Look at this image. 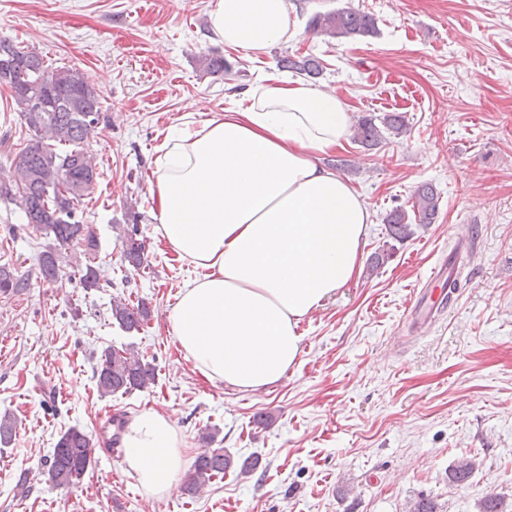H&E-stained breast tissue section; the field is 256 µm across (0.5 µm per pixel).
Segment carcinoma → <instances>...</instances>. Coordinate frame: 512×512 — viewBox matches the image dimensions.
Listing matches in <instances>:
<instances>
[{"label":"carcinoma","mask_w":512,"mask_h":512,"mask_svg":"<svg viewBox=\"0 0 512 512\" xmlns=\"http://www.w3.org/2000/svg\"><path fill=\"white\" fill-rule=\"evenodd\" d=\"M310 29L315 35L329 39L368 37L375 33L372 15L353 7L319 12L313 16ZM16 62L7 84L12 86L14 103L30 139L14 158L13 174L0 180V198L7 197L18 184L24 193L18 198L26 223L49 236L52 240L39 256L38 275L46 283H55L62 277L61 251L74 250V267L80 272V282L85 290L99 287L94 267L99 252V242L89 226L78 219V206L90 195L95 181L86 174L94 166L88 148L90 139L98 134L93 123L101 122L102 102L93 89L74 94L75 86L84 83L78 69L53 67L35 51L21 47L0 37V58ZM203 71L219 74L231 71V64L224 56L211 53L200 57ZM280 67L317 78L322 74L320 59L312 56L285 55L279 59ZM66 91L69 98L58 102L46 112L30 111V94L43 85L44 80ZM407 126L406 117L400 113H387L381 117L366 116L355 124L354 139L374 146L385 139V133L401 134ZM439 196L430 184L418 187L412 204L413 215L402 207L393 208L385 217L390 235L403 241L413 235L412 224H430L438 212ZM122 257L129 267L139 270L145 262L146 241L137 238V230L124 231L121 239ZM30 287V273L0 265V292L19 293ZM112 319L126 332H138L150 318V309L144 305H130L122 299L111 303ZM96 387L101 395L129 394L155 384V366L139 357L134 347L108 348L103 351L93 371ZM202 441L208 448L195 458L183 491L196 495L207 487L213 478L224 474L234 465L233 457L222 448H211L215 435L206 433ZM92 438L79 428L72 427L58 439L53 452L46 460L48 480L57 488L73 486L80 482L94 459ZM475 469L470 458L459 460L452 468L449 480L456 484L469 481Z\"/></svg>","instance_id":"carcinoma-1"}]
</instances>
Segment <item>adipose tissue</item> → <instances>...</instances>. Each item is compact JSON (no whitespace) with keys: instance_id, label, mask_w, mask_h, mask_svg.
I'll return each instance as SVG.
<instances>
[{"instance_id":"1","label":"adipose tissue","mask_w":512,"mask_h":512,"mask_svg":"<svg viewBox=\"0 0 512 512\" xmlns=\"http://www.w3.org/2000/svg\"><path fill=\"white\" fill-rule=\"evenodd\" d=\"M299 34L288 0H216L208 38L257 54ZM245 98L165 138L152 193L156 236L199 271L168 317L172 333L203 376L255 391L296 363L300 320L359 274L371 218L321 163L352 124L338 95L268 72ZM123 446L147 492L171 489L186 450L170 417L138 414Z\"/></svg>"}]
</instances>
